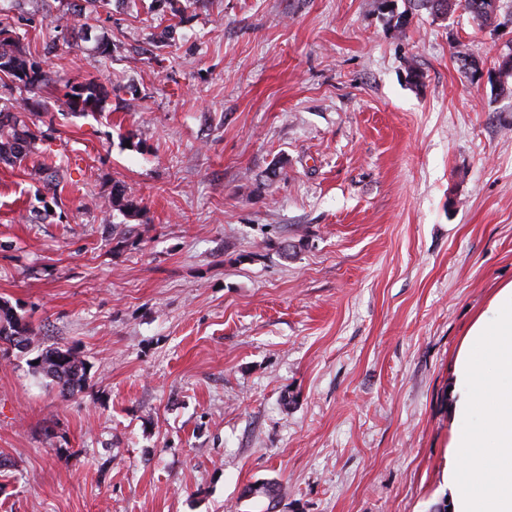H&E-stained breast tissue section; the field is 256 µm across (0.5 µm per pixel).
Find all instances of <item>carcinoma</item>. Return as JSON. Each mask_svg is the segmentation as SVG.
<instances>
[{
  "label": "carcinoma",
  "mask_w": 512,
  "mask_h": 512,
  "mask_svg": "<svg viewBox=\"0 0 512 512\" xmlns=\"http://www.w3.org/2000/svg\"><path fill=\"white\" fill-rule=\"evenodd\" d=\"M62 3L53 21V41L69 44V38L80 37V29L90 26V20L97 18L98 9L109 5L110 0H83L81 4ZM413 5L425 9L434 16H446L462 9L473 19L489 24L496 17L499 0H411ZM497 90L509 91L508 79L512 78V55L498 65ZM47 78L39 64L30 58L18 45L13 30L0 25V88L12 97V110H0V163L21 164L35 149L38 135L27 122L29 102L41 97ZM66 105L73 113L100 112L103 110L107 93L94 77L77 84H65ZM44 174L43 189L53 202H58L59 174L52 165H41ZM112 210L127 217L139 214L138 204L130 199L125 187L116 184L109 201ZM32 329L24 316L18 314L5 301L0 302V339L19 337V343L28 346ZM38 364L32 366L34 373L55 382L62 395H72L86 384L89 374L87 360L77 350L56 347L45 350L35 357Z\"/></svg>",
  "instance_id": "obj_1"
}]
</instances>
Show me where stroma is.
<instances>
[{
    "mask_svg": "<svg viewBox=\"0 0 512 512\" xmlns=\"http://www.w3.org/2000/svg\"><path fill=\"white\" fill-rule=\"evenodd\" d=\"M38 2L0 22L50 80L62 202L0 164V300L32 326L0 351V512H430L457 351L512 281V0L401 32L380 0H112L107 56L46 53ZM91 77L103 111L71 113ZM118 181L138 216L106 214ZM54 347L90 365L67 398L30 366ZM66 105L72 113L100 112L107 93L94 77L77 84H65Z\"/></svg>",
    "mask_w": 512,
    "mask_h": 512,
    "instance_id": "35a3bbf8",
    "label": "stroma"
}]
</instances>
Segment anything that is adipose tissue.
Returning a JSON list of instances; mask_svg holds the SVG:
<instances>
[{
    "label": "adipose tissue",
    "mask_w": 512,
    "mask_h": 512,
    "mask_svg": "<svg viewBox=\"0 0 512 512\" xmlns=\"http://www.w3.org/2000/svg\"><path fill=\"white\" fill-rule=\"evenodd\" d=\"M449 399L451 512H512V282L468 328Z\"/></svg>",
    "instance_id": "adipose-tissue-1"
}]
</instances>
